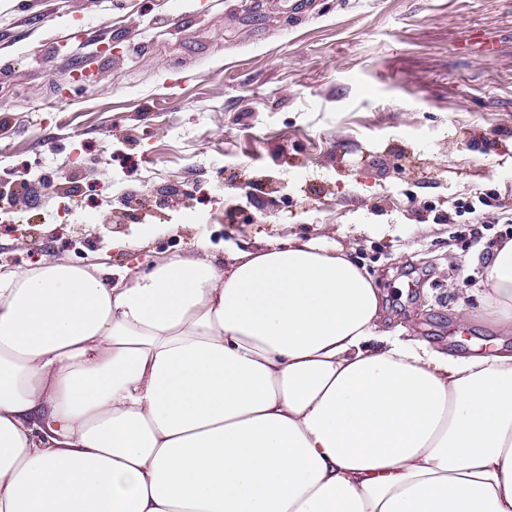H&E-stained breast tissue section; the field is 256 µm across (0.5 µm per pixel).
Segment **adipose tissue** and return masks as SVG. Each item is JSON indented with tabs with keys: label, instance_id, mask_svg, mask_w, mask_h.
<instances>
[{
	"label": "adipose tissue",
	"instance_id": "adipose-tissue-1",
	"mask_svg": "<svg viewBox=\"0 0 512 512\" xmlns=\"http://www.w3.org/2000/svg\"><path fill=\"white\" fill-rule=\"evenodd\" d=\"M0 275V512H512V353L379 325L342 244ZM482 301L512 328V240Z\"/></svg>",
	"mask_w": 512,
	"mask_h": 512
}]
</instances>
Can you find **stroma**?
I'll list each match as a JSON object with an SVG mask.
<instances>
[{
  "instance_id": "1",
  "label": "stroma",
  "mask_w": 512,
  "mask_h": 512,
  "mask_svg": "<svg viewBox=\"0 0 512 512\" xmlns=\"http://www.w3.org/2000/svg\"><path fill=\"white\" fill-rule=\"evenodd\" d=\"M1 58V274L325 236L382 330L512 348L478 297L512 240V0H0Z\"/></svg>"
}]
</instances>
